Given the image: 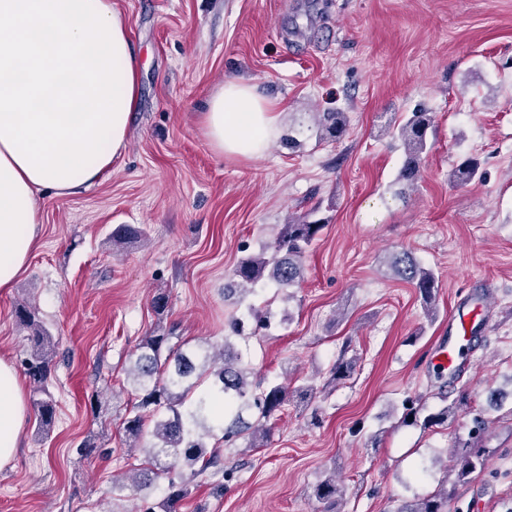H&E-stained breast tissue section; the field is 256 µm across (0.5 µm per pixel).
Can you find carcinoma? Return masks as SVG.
I'll return each instance as SVG.
<instances>
[{"label":"carcinoma","mask_w":512,"mask_h":512,"mask_svg":"<svg viewBox=\"0 0 512 512\" xmlns=\"http://www.w3.org/2000/svg\"><path fill=\"white\" fill-rule=\"evenodd\" d=\"M432 113L418 109L402 121L394 131L405 151V161L398 180L405 187L414 186L422 160L428 149V131L433 128ZM347 129L344 112H317L307 130L320 142L339 140ZM479 173L478 163L467 160L453 172V181L464 185ZM322 225L296 216L281 225L276 238L268 246L270 252L249 256L239 262L231 280L224 285V297L233 298L253 291V286L266 278L281 290L304 280L305 258ZM393 274L411 283L423 299L428 315H435L437 278L407 250L391 254ZM17 314L32 331L30 351L23 361L24 372L33 384L39 427L48 430L55 421V400L47 388L51 375V358L45 350L48 334L35 319L28 306L17 308ZM255 326L247 329L245 321L233 316L228 321L230 334L217 351L206 342L187 346L173 342L172 329L161 326L152 330L139 343L135 361L129 369L138 401L123 421L128 447L140 448L146 466L134 469L131 484L114 483L112 491L137 490L152 485L163 475L169 478L168 493L159 508L161 512H178L179 503L188 495L193 478L206 472L217 478L215 488L224 490V468L217 447L206 443L219 438L232 447L240 440L255 441L267 433L270 418L285 406L292 396L288 386L264 383L252 378L251 369L243 362L235 340H247L259 329L268 327L269 313L250 309ZM352 358L340 357L330 368V381L349 378L355 371ZM457 412V402L420 417V411L407 409L403 421L429 428L448 422ZM488 450L474 447L457 459L452 485L440 486L433 493L413 502L401 504L397 512H450L449 504L456 486L485 466ZM342 495V485L331 474L315 488L316 498L333 505Z\"/></svg>","instance_id":"obj_1"}]
</instances>
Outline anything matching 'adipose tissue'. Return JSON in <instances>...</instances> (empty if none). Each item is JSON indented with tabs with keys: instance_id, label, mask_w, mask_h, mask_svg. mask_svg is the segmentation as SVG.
Masks as SVG:
<instances>
[{
	"instance_id": "ef3b65f1",
	"label": "adipose tissue",
	"mask_w": 512,
	"mask_h": 512,
	"mask_svg": "<svg viewBox=\"0 0 512 512\" xmlns=\"http://www.w3.org/2000/svg\"><path fill=\"white\" fill-rule=\"evenodd\" d=\"M140 68L112 0H0V291L26 268L46 192L90 186L125 150ZM200 124L217 154L252 159L279 114L256 85L228 78ZM31 417L16 368L0 358V470Z\"/></svg>"
}]
</instances>
